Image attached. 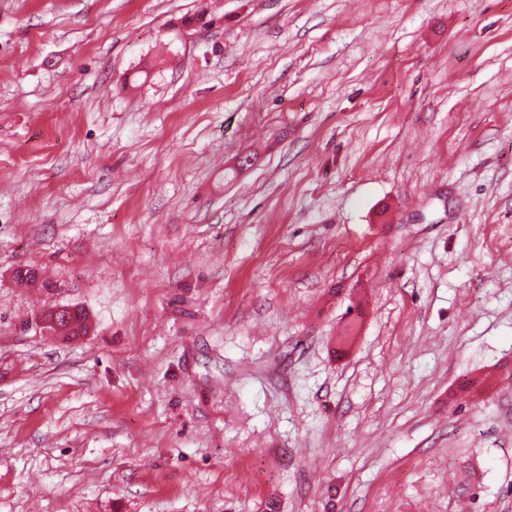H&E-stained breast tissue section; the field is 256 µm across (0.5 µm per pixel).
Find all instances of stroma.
I'll use <instances>...</instances> for the list:
<instances>
[{
    "mask_svg": "<svg viewBox=\"0 0 512 512\" xmlns=\"http://www.w3.org/2000/svg\"><path fill=\"white\" fill-rule=\"evenodd\" d=\"M270 504L512 512V0H0V512Z\"/></svg>",
    "mask_w": 512,
    "mask_h": 512,
    "instance_id": "1",
    "label": "stroma"
}]
</instances>
